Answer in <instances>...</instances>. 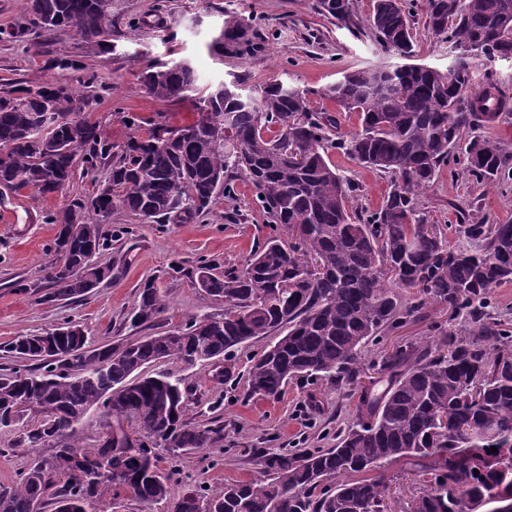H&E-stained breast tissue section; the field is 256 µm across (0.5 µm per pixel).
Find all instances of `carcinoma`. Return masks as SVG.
Here are the masks:
<instances>
[{
    "label": "carcinoma",
    "instance_id": "1",
    "mask_svg": "<svg viewBox=\"0 0 512 512\" xmlns=\"http://www.w3.org/2000/svg\"><path fill=\"white\" fill-rule=\"evenodd\" d=\"M325 16L357 27L349 0H318ZM30 26L16 36L40 39L75 33L98 45L112 16L103 0H28ZM426 25L448 34L455 64L443 73L416 64L345 71L321 97L359 113L361 129L335 142V116L310 107L307 94L273 81L245 93L236 77L201 88L187 62L147 67L140 74L163 101L195 96L199 119L176 126L165 116L127 117L136 133L116 151L86 110L97 101L84 75L0 95V189L40 194L63 190L76 168L106 169L91 193L46 216L60 225L61 262L50 268L46 300L84 297L92 283L112 279L103 259L106 215L124 211L141 224H186L249 184L266 224L286 236L258 245L242 269L214 273L197 266L195 284L224 299V314L124 344L92 347L81 327L20 334L0 345L14 367L0 373V430L17 434L15 448L53 454L0 486V512H96L112 490L144 503L167 499L170 475L159 452L177 458L213 448L224 426L185 418L189 376L204 359L233 352L277 332L247 371L249 394L279 398L288 382L328 378L361 389L358 417L333 448L255 454L260 476L205 495L189 489L175 512H385L388 486L377 468L415 459L429 489L409 512H456L448 489L467 490V512H491L512 498V327L487 312V296L512 282V223L457 225L462 241L448 249V225H427L420 192L465 143L466 173L492 183L512 176V152L495 138L464 142L466 129L507 109L496 83L472 87L471 60L512 58V0H425ZM405 0H374L369 30L386 50L413 54ZM241 25L222 32L231 51L248 36ZM293 116L303 118L291 124ZM339 147L351 160L391 176L375 211L350 206L351 189L328 159ZM400 282L462 314L469 324L443 330L437 341H406L387 351L379 372L387 386L370 395L360 363L363 347L400 327L424 306L402 301L386 286ZM148 282L132 311L134 327L165 312ZM181 370L160 369L162 362ZM117 388L107 402L108 388ZM31 402L11 417L16 401ZM110 433L90 446L81 429L91 414ZM157 432L164 445L146 450L128 427ZM496 452H490L491 447Z\"/></svg>",
    "mask_w": 512,
    "mask_h": 512
}]
</instances>
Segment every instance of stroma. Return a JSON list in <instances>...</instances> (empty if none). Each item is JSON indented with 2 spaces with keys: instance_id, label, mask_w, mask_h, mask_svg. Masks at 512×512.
Listing matches in <instances>:
<instances>
[{
  "instance_id": "stroma-1",
  "label": "stroma",
  "mask_w": 512,
  "mask_h": 512,
  "mask_svg": "<svg viewBox=\"0 0 512 512\" xmlns=\"http://www.w3.org/2000/svg\"><path fill=\"white\" fill-rule=\"evenodd\" d=\"M357 29L337 25L322 15L316 0H112L107 23V48L92 47L74 34L47 39H15L12 29L28 25L25 0H0V80L37 84L59 78L52 61L71 58L82 62L97 78L98 101L89 113L115 147H123L133 131L127 113L144 117L161 112L176 125L198 117L194 98L161 102L140 79L150 64L188 61L199 82L214 86L233 76L247 85L277 80L310 91L311 105L325 109L340 121L339 131L357 130V116L344 112L319 92L336 82L342 71L366 66L402 64L397 54L383 52L365 22L373 0H350ZM424 0H413L411 26L416 35L415 64L446 70L450 58L445 36L429 31ZM249 27L252 45L219 54L214 42L226 23ZM139 40H130L132 29ZM331 162L353 186L351 202L361 211L378 209L390 190L387 174L365 168L343 154L328 152ZM91 188L90 176L77 174L61 193L41 196L31 189L0 192V344L21 333L49 330L66 321L81 325L92 343H127L149 332L173 331L192 316L217 315L223 299L196 288L191 277L205 260L224 272L242 267L258 242L274 234L252 200L248 184L238 183L234 199L219 200L203 219L187 224H140L129 214H113L105 223L112 278L86 297L47 301L42 285L50 265L57 261L54 240L59 227L45 221L46 213L65 207ZM428 222L456 225L461 220L504 224L512 222V180L493 184L476 181L462 166L442 176L420 196ZM153 281L165 295L166 311L154 328L132 327L131 310L145 281ZM462 318L447 306L426 301L421 313L400 329L370 343L363 365L404 340L435 339L439 329H458ZM257 348L236 351L229 381L216 383V369L200 363L190 370L191 391L186 417L192 425L221 420L220 447L182 455L177 461L162 457L161 468L176 465L171 480L173 497L144 504L124 491L107 496L99 512H172L174 497L193 485L207 492L245 481L259 473L255 449L330 448L336 435L357 417L360 392L327 379L294 380L282 395L269 400L250 395L246 372ZM12 434L0 431V485L13 484L32 460L46 459L51 449L27 450L13 445ZM383 477L389 486V512H407L425 484L417 467L400 462Z\"/></svg>"
}]
</instances>
